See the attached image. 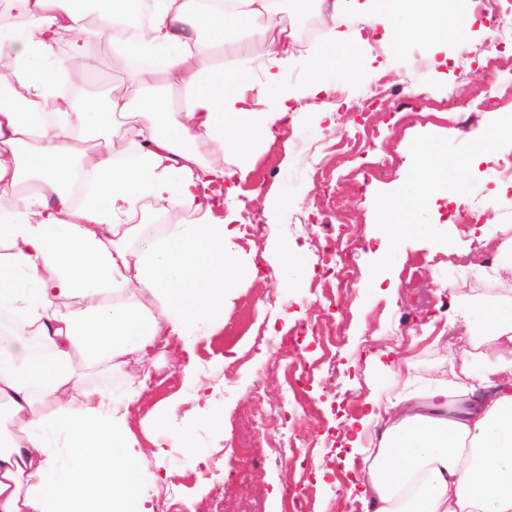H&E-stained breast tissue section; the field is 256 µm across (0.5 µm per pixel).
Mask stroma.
<instances>
[{
    "mask_svg": "<svg viewBox=\"0 0 512 512\" xmlns=\"http://www.w3.org/2000/svg\"><path fill=\"white\" fill-rule=\"evenodd\" d=\"M322 39H296L293 60L280 72V88L291 94L294 110L289 139L267 141L255 133L247 151H214L208 161L229 169L244 168L237 198H224L216 214L268 224L262 246L231 237L226 244L235 270L224 285V321H203L187 335L155 347L150 377L139 382L131 370L75 356L72 368L85 387H99L127 404L129 425L145 449L180 433L189 442L167 449L152 462L143 489L152 508L168 512H286L295 492L308 495V512H364L350 504L354 477L345 462L344 438L363 413L368 396L383 399L419 394L441 382H468L474 366L457 348L466 333L490 332L485 306H512V184L490 176V161L512 148V111L481 115V137L459 172V201H495L492 213L477 224L451 223L442 202L447 173L426 180L429 161L463 155L459 131L437 122L416 127L400 139L392 101L378 106L375 117L356 112L330 120L336 99L305 97L311 76L359 97L375 67L391 83L413 75L434 95L453 90V111L466 113L479 82L480 62L442 70L433 62L429 39L409 34L400 44L354 48L343 61L319 60ZM369 124L394 168L371 174L358 185L342 181L338 192L370 241L359 258L355 284L333 309L322 308L310 292L312 280L331 277L314 265L327 239L313 234L310 223L326 201L327 187L318 157L310 147L335 141L341 130ZM407 195L416 204L407 221L411 230L391 243L382 210L384 199ZM494 256L479 270L456 264V257ZM470 303L462 305L459 294ZM349 318L342 346L331 365L306 386L310 409H301L282 375L273 373L271 356L256 347L258 331L278 339L297 327L298 357L320 354L322 333ZM301 439L309 451L291 466L275 462L269 447L283 431ZM227 491L225 502L216 489Z\"/></svg>",
    "mask_w": 512,
    "mask_h": 512,
    "instance_id": "stroma-1",
    "label": "stroma"
}]
</instances>
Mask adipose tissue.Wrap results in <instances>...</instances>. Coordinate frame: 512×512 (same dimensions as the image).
<instances>
[{"label": "adipose tissue", "mask_w": 512, "mask_h": 512, "mask_svg": "<svg viewBox=\"0 0 512 512\" xmlns=\"http://www.w3.org/2000/svg\"><path fill=\"white\" fill-rule=\"evenodd\" d=\"M97 34L111 37V21L137 22L150 11L137 39L113 42L121 56L162 61L187 96L183 112L168 99L132 101L154 75L137 72L128 93L106 106L68 98L55 103L51 116L29 119L20 103L47 97L48 80L37 75L41 60L63 41L78 44L86 34L84 16L65 0H15L27 22L0 28V83L8 84L11 103L0 101V315L21 318L49 348L48 357L30 362L25 340L0 344V404L10 414L0 419V512H149L140 476L165 448L188 442L181 434L165 447L146 453L112 395L80 387L70 361L74 352L123 367L143 361L157 338L180 336L199 315L224 319V283L231 274L224 242L232 232L215 217L209 188L236 173L205 163L211 150H236L254 130L268 132L285 119L275 112L248 110L244 77L249 64L198 67L212 45H223L231 29L273 13L276 0H239V9L215 7L212 0H107ZM367 23L382 27L389 43L410 31L447 41L438 26L433 0H410L406 24L393 17L397 0H351ZM209 42H200L197 29ZM294 31L281 27L266 41L265 81L258 98L278 86L279 68L288 64ZM122 158L108 140L77 151V133L89 131L101 115L126 116ZM81 155L91 177L82 202L71 189L74 155ZM152 198L166 202L170 214L191 209L193 224H174L166 233L136 223L138 205ZM146 237L131 250L129 237ZM147 290L155 307L111 302L117 292ZM67 307H60L61 299ZM493 329L466 337L478 345L512 353V307L484 309ZM53 412L39 416L35 401ZM368 413L352 432L347 460L362 456L363 469L351 489L369 512H512V368L473 374L471 383L438 384L422 396L404 395L383 404L369 398ZM388 425L377 448L364 451L363 429L378 416ZM64 440L74 464L61 468L49 448Z\"/></svg>", "instance_id": "obj_1"}]
</instances>
